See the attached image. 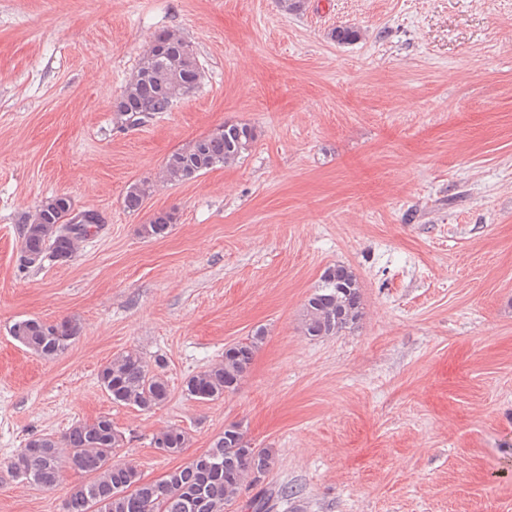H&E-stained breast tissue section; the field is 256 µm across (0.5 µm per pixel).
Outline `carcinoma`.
Wrapping results in <instances>:
<instances>
[{
    "instance_id": "carcinoma-1",
    "label": "carcinoma",
    "mask_w": 512,
    "mask_h": 512,
    "mask_svg": "<svg viewBox=\"0 0 512 512\" xmlns=\"http://www.w3.org/2000/svg\"><path fill=\"white\" fill-rule=\"evenodd\" d=\"M338 44H350L360 37L351 26H338L331 32ZM152 45L140 59L134 76L126 83L114 104L121 123L142 125L154 116L170 112L200 85L202 71L193 46L177 31L163 30L154 35ZM259 137L248 123L226 122L187 147L169 154L161 170L166 183H183L220 166L238 162ZM152 182H134L124 196L125 207L142 208L151 194ZM74 209L66 194L44 198L22 227L19 262L22 268L41 266L44 260L67 262L79 244L100 229L97 223L71 224L66 220ZM177 216L173 210L160 211L140 226L149 239L169 234ZM364 314L362 286L350 267H326L303 311L302 331L312 338L337 336L359 326ZM11 335L25 348L44 359L64 354L80 336L75 319L48 323L36 318L15 322ZM265 339L257 329L244 342L224 348L222 360L185 382L187 396L215 401L234 391L250 370L255 353ZM101 389L115 404L151 411L164 404L169 385L164 375L149 367L136 351L112 358L98 373ZM123 442L122 434L106 415L91 423L77 422L63 435L33 434L9 462L11 471L28 484L43 489L55 487L63 469L74 468L90 475L86 482L73 485L65 501V512H228L242 494L263 483L274 463L271 448H255L246 439L242 422L224 426L208 450L185 467H178L162 478L144 480L138 470L112 459ZM188 442L184 431L169 427L153 437V445L166 456H177ZM296 492L271 488L246 500L247 512H271L275 502Z\"/></svg>"
}]
</instances>
